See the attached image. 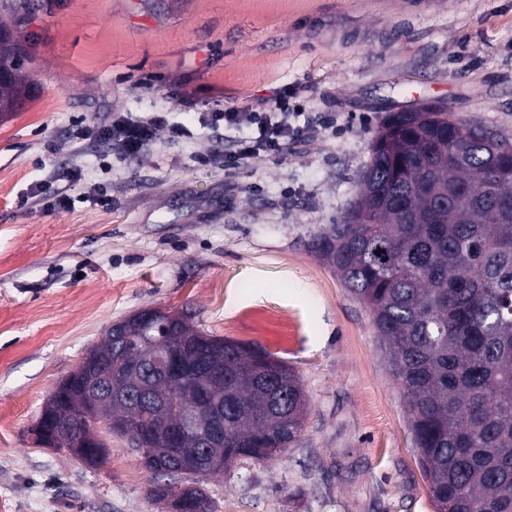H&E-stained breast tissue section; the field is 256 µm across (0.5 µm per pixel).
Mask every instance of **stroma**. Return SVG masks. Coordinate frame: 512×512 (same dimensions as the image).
<instances>
[{"label":"stroma","instance_id":"1","mask_svg":"<svg viewBox=\"0 0 512 512\" xmlns=\"http://www.w3.org/2000/svg\"><path fill=\"white\" fill-rule=\"evenodd\" d=\"M0 21L37 87L0 124V512H169L125 438L99 429L109 456L88 467L29 433L58 380L144 308L270 352L307 394L293 447L206 480L214 512H434L371 313L306 232L348 209L387 113L439 100L512 137V0H39ZM144 76L197 97L131 90ZM283 88L302 122L335 127L225 171L218 154L253 132L201 124L206 103ZM162 107L188 137L129 160L84 140ZM37 183L71 208L48 211ZM101 184L107 208L88 198Z\"/></svg>","mask_w":512,"mask_h":512}]
</instances>
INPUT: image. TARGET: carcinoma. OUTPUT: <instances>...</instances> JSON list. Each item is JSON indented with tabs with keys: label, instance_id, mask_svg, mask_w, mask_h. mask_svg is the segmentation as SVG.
Segmentation results:
<instances>
[{
	"label": "carcinoma",
	"instance_id": "obj_1",
	"mask_svg": "<svg viewBox=\"0 0 512 512\" xmlns=\"http://www.w3.org/2000/svg\"><path fill=\"white\" fill-rule=\"evenodd\" d=\"M22 47L0 24V122L35 93L21 74ZM452 112H390L372 139L359 187L340 220L308 231V250L372 313L406 401L419 467L436 512H512V155L489 146L464 153ZM136 311L95 346L137 360L115 335L139 336ZM182 378L129 374L140 421L121 397H106L107 420L154 479L150 496L174 512H212L204 481L170 458L158 430L176 427L197 388L224 400L225 464L274 461L292 447L307 397L295 372L265 350L207 336L182 315ZM83 380L67 374L46 400L55 420L78 422ZM93 436L84 463L100 466Z\"/></svg>",
	"mask_w": 512,
	"mask_h": 512
}]
</instances>
